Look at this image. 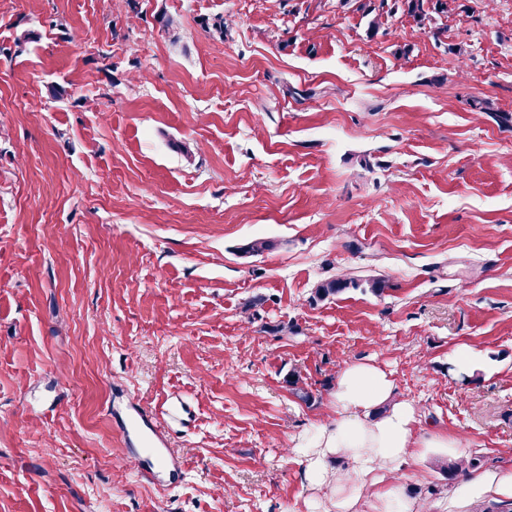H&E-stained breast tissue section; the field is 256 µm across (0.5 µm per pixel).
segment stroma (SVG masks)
Segmentation results:
<instances>
[{
	"instance_id": "stroma-1",
	"label": "stroma",
	"mask_w": 512,
	"mask_h": 512,
	"mask_svg": "<svg viewBox=\"0 0 512 512\" xmlns=\"http://www.w3.org/2000/svg\"><path fill=\"white\" fill-rule=\"evenodd\" d=\"M458 4L0 0V512H308L354 362L512 468V7ZM341 273L388 288L312 301ZM132 402L180 409L166 491ZM442 463L406 496L495 512Z\"/></svg>"
}]
</instances>
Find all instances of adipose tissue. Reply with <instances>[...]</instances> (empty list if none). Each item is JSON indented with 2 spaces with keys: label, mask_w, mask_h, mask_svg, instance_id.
I'll return each instance as SVG.
<instances>
[{
  "label": "adipose tissue",
  "mask_w": 512,
  "mask_h": 512,
  "mask_svg": "<svg viewBox=\"0 0 512 512\" xmlns=\"http://www.w3.org/2000/svg\"><path fill=\"white\" fill-rule=\"evenodd\" d=\"M419 424L414 404L396 399L390 375L352 363L337 376L330 418L299 439L291 459L317 490L320 512H419L400 485L402 466L457 445L447 433ZM488 496L512 498V469L485 472L459 491L463 500Z\"/></svg>",
  "instance_id": "ef3b65f1"
}]
</instances>
